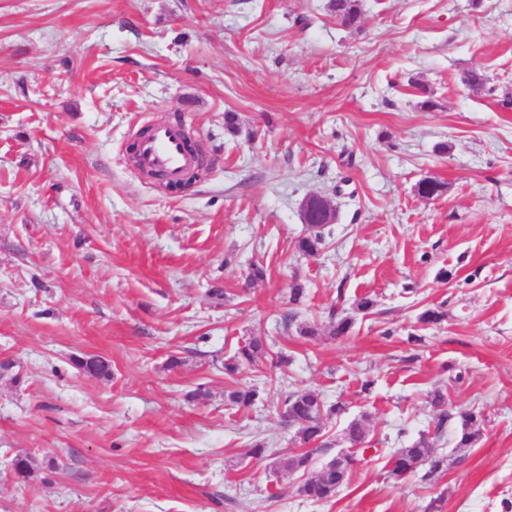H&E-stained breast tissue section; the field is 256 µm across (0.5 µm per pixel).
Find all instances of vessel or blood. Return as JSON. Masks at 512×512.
<instances>
[{
  "label": "vessel or blood",
  "mask_w": 512,
  "mask_h": 512,
  "mask_svg": "<svg viewBox=\"0 0 512 512\" xmlns=\"http://www.w3.org/2000/svg\"><path fill=\"white\" fill-rule=\"evenodd\" d=\"M136 162L140 168L162 173L171 181L180 180L195 165L183 145L180 128L171 123L155 124L139 140Z\"/></svg>",
  "instance_id": "obj_1"
}]
</instances>
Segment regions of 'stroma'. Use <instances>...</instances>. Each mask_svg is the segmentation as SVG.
Masks as SVG:
<instances>
[{
	"mask_svg": "<svg viewBox=\"0 0 512 512\" xmlns=\"http://www.w3.org/2000/svg\"><path fill=\"white\" fill-rule=\"evenodd\" d=\"M361 3L354 31L329 0H0V512H512V0ZM168 120L206 156L177 193L128 156ZM426 177L445 192L419 196ZM312 193L338 217L309 256ZM253 337L287 373L265 356L225 374ZM90 355L111 378L74 366ZM241 385L255 405L229 408ZM305 387L346 404L328 442L362 417L381 448L327 502L273 467ZM437 390L482 412L481 439L446 445L442 476L392 477Z\"/></svg>",
	"mask_w": 512,
	"mask_h": 512,
	"instance_id": "1",
	"label": "stroma"
}]
</instances>
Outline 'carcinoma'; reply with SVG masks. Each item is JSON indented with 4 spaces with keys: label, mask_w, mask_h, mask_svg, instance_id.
I'll list each match as a JSON object with an SVG mask.
<instances>
[{
    "label": "carcinoma",
    "mask_w": 512,
    "mask_h": 512,
    "mask_svg": "<svg viewBox=\"0 0 512 512\" xmlns=\"http://www.w3.org/2000/svg\"><path fill=\"white\" fill-rule=\"evenodd\" d=\"M328 9L336 21L348 29L361 28L362 7L360 0H329ZM446 184L426 177L418 184L419 194L429 197L445 191ZM326 245L322 228H309V234L299 239L297 249L306 255H315ZM266 354V345L254 338L240 346L234 355L224 362V370L234 374L246 365H253L257 359ZM75 365L92 376L108 377L111 365L98 356L81 358ZM258 393L253 388H238L224 391L225 404L234 408H247L254 404ZM432 402L436 409L434 430L423 433L406 448L397 449L390 459V472L400 478L414 471L418 466L428 467L430 476L440 475L448 470V455L439 448L448 428L447 397L440 391L434 392ZM346 413L343 403H328L321 393L304 388L288 395L284 401L282 417L295 429L294 440L299 451L280 457L276 469L287 472L314 470L313 476L306 480L300 493L312 500L323 502L336 496L338 488L350 477V471L357 465L358 459L351 456L344 463L338 464L332 459L318 464V457L329 454L331 448L325 441L326 422L333 417ZM482 414L473 410L459 413V422L455 429V447L468 448L476 444L482 434ZM345 432L347 439L357 452L367 450L365 439L368 431L364 420H351ZM14 474L28 478L34 471V460L28 455H19L14 459Z\"/></svg>",
    "instance_id": "carcinoma-1"
}]
</instances>
